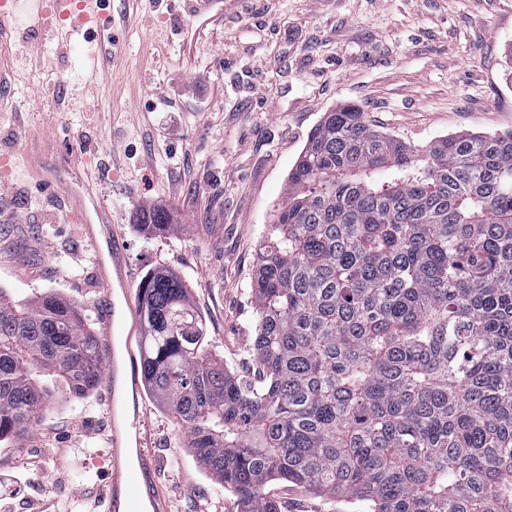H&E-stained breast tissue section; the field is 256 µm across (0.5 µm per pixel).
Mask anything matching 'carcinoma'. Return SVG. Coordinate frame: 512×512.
Listing matches in <instances>:
<instances>
[{"mask_svg": "<svg viewBox=\"0 0 512 512\" xmlns=\"http://www.w3.org/2000/svg\"><path fill=\"white\" fill-rule=\"evenodd\" d=\"M173 222L139 210L150 235ZM137 292L146 385L245 512H281L270 483L364 512H512V132L418 149L324 113L259 245L249 381L204 350L179 276ZM101 380L81 308L0 289V442L52 388Z\"/></svg>", "mask_w": 512, "mask_h": 512, "instance_id": "carcinoma-1", "label": "carcinoma"}]
</instances>
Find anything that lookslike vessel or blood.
<instances>
[{
  "label": "vessel or blood",
  "mask_w": 512,
  "mask_h": 512,
  "mask_svg": "<svg viewBox=\"0 0 512 512\" xmlns=\"http://www.w3.org/2000/svg\"><path fill=\"white\" fill-rule=\"evenodd\" d=\"M103 0H55L61 19H74L76 27L111 41L104 19ZM94 250H107V260L97 261L90 276L102 296L97 320L99 366L103 379L101 400L107 407L110 435L107 468L94 496L95 512H169V498L158 480L160 463L152 452L147 409L129 395L140 392L134 344L141 339L136 321L137 302L128 285L126 269L115 240L101 242L88 235Z\"/></svg>",
  "instance_id": "vessel-or-blood-1"
}]
</instances>
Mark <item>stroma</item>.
<instances>
[{"mask_svg": "<svg viewBox=\"0 0 512 512\" xmlns=\"http://www.w3.org/2000/svg\"><path fill=\"white\" fill-rule=\"evenodd\" d=\"M0 35V288L46 291L94 314L84 236L108 211L131 286L164 268L188 288L203 344L249 379L257 336L256 247L289 170L324 113L357 106L414 146L459 131L512 132V0H106L119 55L17 0ZM175 209L150 236L141 206ZM98 393L56 391L40 419L0 443V512H89L107 448ZM172 512H242L189 434L147 394ZM284 512H358L272 483Z\"/></svg>", "mask_w": 512, "mask_h": 512, "instance_id": "obj_1", "label": "stroma"}]
</instances>
